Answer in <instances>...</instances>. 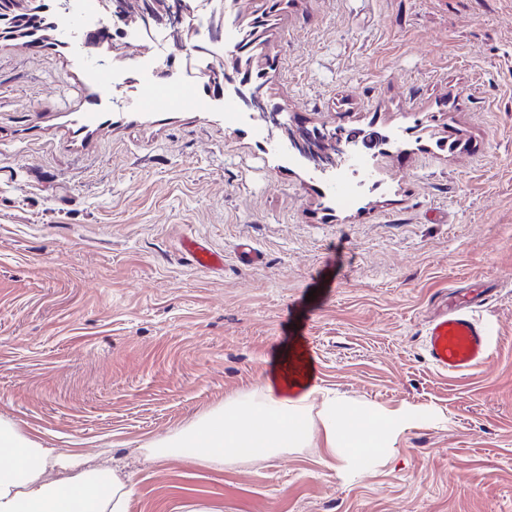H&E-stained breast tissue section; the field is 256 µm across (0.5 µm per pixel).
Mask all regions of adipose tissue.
<instances>
[{"label": "adipose tissue", "instance_id": "obj_1", "mask_svg": "<svg viewBox=\"0 0 512 512\" xmlns=\"http://www.w3.org/2000/svg\"><path fill=\"white\" fill-rule=\"evenodd\" d=\"M414 412L357 414L336 402L312 420L303 399L282 397L266 384L258 398L229 404L181 432L152 442L145 460L170 457L191 464L221 463L255 455L271 459L302 447L322 429L329 450L367 457L389 448L410 426ZM137 493L131 474L111 467H82L76 455L59 452L0 420V512H126Z\"/></svg>", "mask_w": 512, "mask_h": 512}]
</instances>
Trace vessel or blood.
Returning <instances> with one entry per match:
<instances>
[{
  "label": "vessel or blood",
  "instance_id": "b4317fda",
  "mask_svg": "<svg viewBox=\"0 0 512 512\" xmlns=\"http://www.w3.org/2000/svg\"><path fill=\"white\" fill-rule=\"evenodd\" d=\"M196 266L218 270L224 266L223 255L214 252L207 243L189 239L184 243ZM472 299L455 291L440 314L432 318L424 331L423 347L428 361L438 371L458 376L465 374L489 356L490 344L484 326L471 312ZM279 377L289 394L305 390L313 377V362L303 348L292 347L284 354Z\"/></svg>",
  "mask_w": 512,
  "mask_h": 512
}]
</instances>
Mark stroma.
<instances>
[{
  "label": "stroma",
  "instance_id": "1",
  "mask_svg": "<svg viewBox=\"0 0 512 512\" xmlns=\"http://www.w3.org/2000/svg\"><path fill=\"white\" fill-rule=\"evenodd\" d=\"M252 71L281 129L214 100L185 52L0 35V418L126 464L127 512H512V0H289ZM121 69L120 92L96 76ZM392 131L355 201L280 148L297 125ZM360 169V170H361ZM224 256L194 265L188 238ZM250 241L258 260L238 246ZM454 288L490 355L436 371ZM309 344L325 398L418 419L367 463L322 436L279 457L155 464L139 448L274 379Z\"/></svg>",
  "mask_w": 512,
  "mask_h": 512
}]
</instances>
